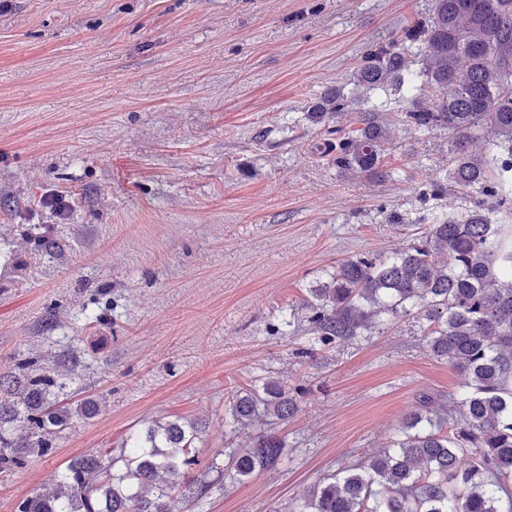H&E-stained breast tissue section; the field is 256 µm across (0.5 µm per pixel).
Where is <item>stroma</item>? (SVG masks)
Listing matches in <instances>:
<instances>
[{
    "label": "stroma",
    "instance_id": "obj_1",
    "mask_svg": "<svg viewBox=\"0 0 512 512\" xmlns=\"http://www.w3.org/2000/svg\"><path fill=\"white\" fill-rule=\"evenodd\" d=\"M433 0H0V368L63 349L67 392L101 413L56 451L0 476V512L72 458L161 421L193 422L196 480L177 512H289L319 480L369 460L419 393L444 405L460 376L412 315L319 342L307 288L337 261L407 246L461 205L431 189L448 133L404 126L411 99L354 74ZM367 97L391 125L381 176L326 151ZM59 194V220L41 206ZM296 327L281 334L283 317ZM280 381L288 421L228 426L237 392ZM273 432L278 465L239 478L233 454Z\"/></svg>",
    "mask_w": 512,
    "mask_h": 512
}]
</instances>
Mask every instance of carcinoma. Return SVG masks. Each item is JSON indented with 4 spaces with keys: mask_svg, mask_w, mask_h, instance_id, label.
<instances>
[{
    "mask_svg": "<svg viewBox=\"0 0 512 512\" xmlns=\"http://www.w3.org/2000/svg\"><path fill=\"white\" fill-rule=\"evenodd\" d=\"M414 46L422 47L416 73L408 58ZM405 82L415 101L401 122L448 130L446 184L463 189L466 206L434 214L407 247L338 262L328 281L308 289L309 331L325 342L416 314L427 322L428 351L460 374L459 391L448 409L421 395L391 447L310 487L296 512H512V225L497 219L512 209V0H434L428 18L401 39L365 52L356 86ZM358 103L338 92L312 116ZM356 121L354 131L336 130L332 161L342 172L373 176L388 123L370 107L357 110ZM441 253L448 262H438ZM64 389L38 357L0 372L1 476L53 454L60 433L98 414L94 399L60 400ZM296 405L279 382L266 380L235 396L231 427L258 416L286 421ZM198 438L193 423L158 422L124 440L123 475H112L109 451L79 457L51 478V490L21 499L15 512H175L173 492L193 485ZM465 452L473 462L460 469ZM282 453L280 439L259 435L236 458V474L273 467Z\"/></svg>",
    "mask_w": 512,
    "mask_h": 512,
    "instance_id": "cac0c4a2",
    "label": "carcinoma"
}]
</instances>
